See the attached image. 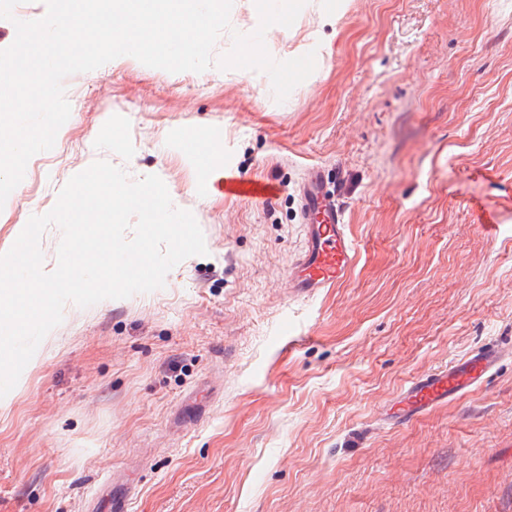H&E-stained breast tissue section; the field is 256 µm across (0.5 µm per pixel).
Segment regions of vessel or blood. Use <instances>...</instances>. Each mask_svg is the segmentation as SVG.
I'll return each mask as SVG.
<instances>
[{
	"label": "vessel or blood",
	"instance_id": "b4317fda",
	"mask_svg": "<svg viewBox=\"0 0 512 512\" xmlns=\"http://www.w3.org/2000/svg\"><path fill=\"white\" fill-rule=\"evenodd\" d=\"M228 194L268 197L273 189L241 178L224 181ZM304 244L288 273L291 294L312 297L346 280L356 254L333 195L325 190L321 171H313L305 184L303 204ZM503 353L487 348L467 358L411 380L401 393L396 419L416 420L437 406L460 399L477 389L494 371Z\"/></svg>",
	"mask_w": 512,
	"mask_h": 512
}]
</instances>
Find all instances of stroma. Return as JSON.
<instances>
[{
  "label": "stroma",
  "instance_id": "stroma-1",
  "mask_svg": "<svg viewBox=\"0 0 512 512\" xmlns=\"http://www.w3.org/2000/svg\"><path fill=\"white\" fill-rule=\"evenodd\" d=\"M323 9L265 33L274 60L320 66L281 103L261 72L130 56L65 78L71 115L0 208V251L105 160L159 176L207 252L65 306L0 398V512H512V0ZM216 129L207 174L180 145ZM317 168L356 258L297 298ZM228 170L275 195H225ZM488 347L506 356L478 389L387 420L409 381Z\"/></svg>",
  "mask_w": 512,
  "mask_h": 512
}]
</instances>
